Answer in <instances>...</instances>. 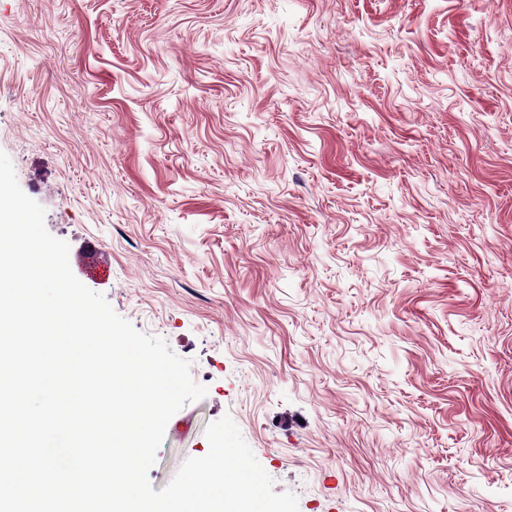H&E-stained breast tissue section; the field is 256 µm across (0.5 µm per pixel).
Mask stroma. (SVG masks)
Here are the masks:
<instances>
[{"instance_id": "1", "label": "stroma", "mask_w": 512, "mask_h": 512, "mask_svg": "<svg viewBox=\"0 0 512 512\" xmlns=\"http://www.w3.org/2000/svg\"><path fill=\"white\" fill-rule=\"evenodd\" d=\"M0 152L298 512H512V0H0Z\"/></svg>"}]
</instances>
